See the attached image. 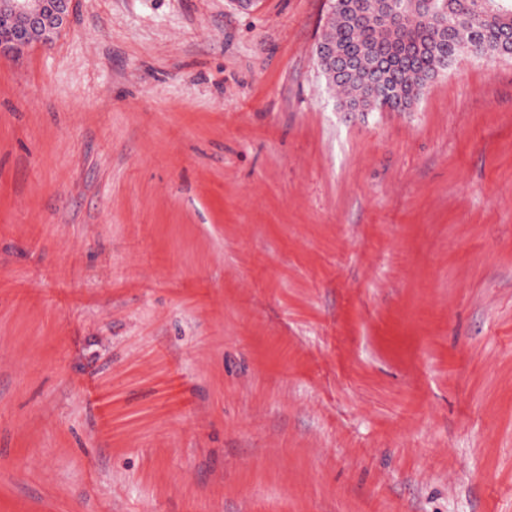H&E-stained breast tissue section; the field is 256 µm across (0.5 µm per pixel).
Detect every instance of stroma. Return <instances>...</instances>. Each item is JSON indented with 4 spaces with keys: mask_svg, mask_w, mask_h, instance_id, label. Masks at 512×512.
<instances>
[{
    "mask_svg": "<svg viewBox=\"0 0 512 512\" xmlns=\"http://www.w3.org/2000/svg\"><path fill=\"white\" fill-rule=\"evenodd\" d=\"M330 8L0 57V512H512V58L347 112Z\"/></svg>",
    "mask_w": 512,
    "mask_h": 512,
    "instance_id": "1",
    "label": "stroma"
}]
</instances>
